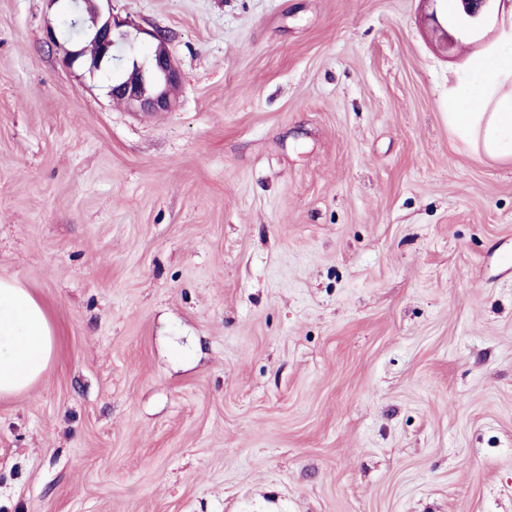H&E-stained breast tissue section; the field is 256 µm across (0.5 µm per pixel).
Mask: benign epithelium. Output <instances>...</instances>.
Instances as JSON below:
<instances>
[{"instance_id":"1","label":"benign epithelium","mask_w":512,"mask_h":512,"mask_svg":"<svg viewBox=\"0 0 512 512\" xmlns=\"http://www.w3.org/2000/svg\"><path fill=\"white\" fill-rule=\"evenodd\" d=\"M74 23L91 40L99 50L100 58L112 53V47L121 45L133 50L139 41V35H146V42L151 44V57L146 64L129 67L125 56L115 57L112 62V82L108 84V94L114 99H122L130 108L165 111L173 105L176 93L180 88L181 75L170 50L169 35L161 30H145L134 28L129 30L130 23L113 15H104L98 0H70ZM503 0H460L462 12L453 24V31L443 26L437 15H432L433 32L447 48H454L460 36L473 34L488 21L493 13V5ZM44 43L60 53L61 63L71 68L82 55L80 49H68L62 43L54 28L45 31Z\"/></svg>"}]
</instances>
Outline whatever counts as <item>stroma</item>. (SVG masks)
<instances>
[{"mask_svg":"<svg viewBox=\"0 0 512 512\" xmlns=\"http://www.w3.org/2000/svg\"><path fill=\"white\" fill-rule=\"evenodd\" d=\"M113 100L0 0V277L59 344L0 397V512H512V163L448 127L422 0H102ZM65 1L73 3V6H69L73 10L75 25L99 50L102 68L95 70V75L106 78L109 71H112L108 94L113 99H122L132 109L165 111L171 108L180 88L181 75L169 47V35L161 29L145 30L131 26L129 22L110 13L105 16L97 3L102 0H84L85 8L78 4V0H52L53 4ZM64 25L68 39L80 38V30L72 26L70 18ZM127 27H132L135 35ZM140 34H145L147 38L144 41L151 43L152 52L148 64L127 66L125 52L121 56H113L115 61L112 64L104 59L116 45L125 48L127 58L135 44L139 45Z\"/></svg>","mask_w":512,"mask_h":512,"instance_id":"obj_1","label":"stroma"}]
</instances>
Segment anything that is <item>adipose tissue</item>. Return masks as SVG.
<instances>
[{"mask_svg": "<svg viewBox=\"0 0 512 512\" xmlns=\"http://www.w3.org/2000/svg\"><path fill=\"white\" fill-rule=\"evenodd\" d=\"M480 81L476 94L448 105V126L474 139L483 154L512 161V52L476 55L467 64ZM55 330L44 306L16 280L0 278V396L27 389L50 366Z\"/></svg>", "mask_w": 512, "mask_h": 512, "instance_id": "ef3b65f1", "label": "adipose tissue"}]
</instances>
